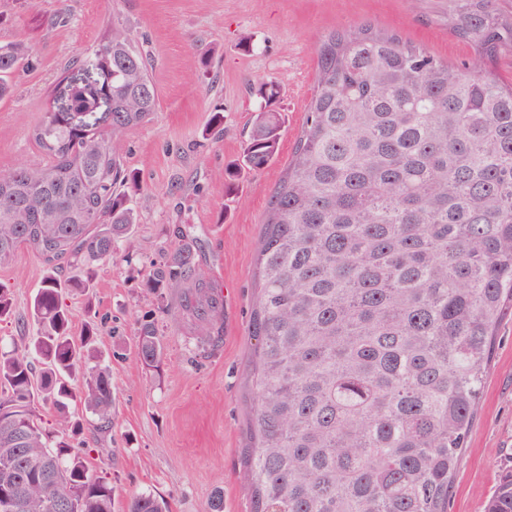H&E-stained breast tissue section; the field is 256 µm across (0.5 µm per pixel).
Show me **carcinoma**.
<instances>
[{"instance_id": "carcinoma-1", "label": "carcinoma", "mask_w": 512, "mask_h": 512, "mask_svg": "<svg viewBox=\"0 0 512 512\" xmlns=\"http://www.w3.org/2000/svg\"><path fill=\"white\" fill-rule=\"evenodd\" d=\"M452 3L448 27L475 52L461 68L368 24L318 46L258 258L243 449L254 512H448L495 328L512 308V86L490 68L512 51V14L494 0ZM29 56L22 41L0 44V99ZM75 65L112 69L111 111L87 130L44 113L32 139L50 162L0 170V267L23 247L48 266L30 306L37 334L0 352V512H112V483L72 445L87 421L70 411L84 407L108 432L112 376L95 329L72 336L63 293L91 288L94 267L132 232L116 142L151 119L158 91L117 20ZM255 95L264 106L242 164L226 172L228 193L278 153L279 85L262 80ZM65 262L79 274L62 283ZM146 287L185 302L202 328L197 347L221 341L224 296L189 245L168 252ZM136 348L159 366L151 325ZM127 512L167 506L142 493ZM485 512H512V469Z\"/></svg>"}]
</instances>
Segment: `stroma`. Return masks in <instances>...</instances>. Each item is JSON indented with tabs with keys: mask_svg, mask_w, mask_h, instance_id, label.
Segmentation results:
<instances>
[{
	"mask_svg": "<svg viewBox=\"0 0 512 512\" xmlns=\"http://www.w3.org/2000/svg\"><path fill=\"white\" fill-rule=\"evenodd\" d=\"M120 21L151 66L158 89L152 119L117 143L138 185L129 195L136 224L127 257L98 264L88 293L65 296L72 335L97 324V349L112 374V429L74 442L89 466L112 482V512L132 495L163 498L170 512H251L242 450L251 417L248 378L255 340L250 319L258 256L275 188L285 176L317 81L319 41L364 23L394 33L459 65L472 47L448 28V0H0V43L32 51L0 101V169L45 165L31 138L61 84L78 76L74 60ZM260 79L280 85L285 123L275 161L224 192V171L241 162L260 100ZM189 244L224 295V337L199 353L195 322L168 289H148L154 262ZM47 273L32 249L0 267L14 315L0 320V347L33 336L30 303ZM154 323L165 355L145 368L135 342ZM512 466V310L495 338L479 412L458 461L448 512H484Z\"/></svg>",
	"mask_w": 512,
	"mask_h": 512,
	"instance_id": "1",
	"label": "stroma"
}]
</instances>
